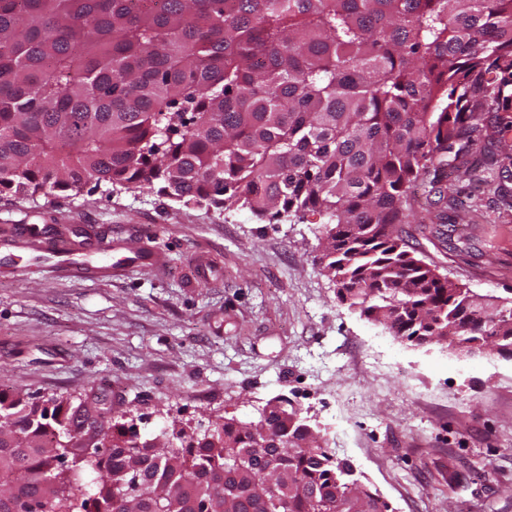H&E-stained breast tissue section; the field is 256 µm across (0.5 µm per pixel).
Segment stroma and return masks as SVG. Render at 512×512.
Listing matches in <instances>:
<instances>
[{
    "label": "stroma",
    "instance_id": "obj_1",
    "mask_svg": "<svg viewBox=\"0 0 512 512\" xmlns=\"http://www.w3.org/2000/svg\"><path fill=\"white\" fill-rule=\"evenodd\" d=\"M454 173L448 235L410 247L466 288L512 298V197ZM319 212L274 223L150 189L0 198V226L145 245L162 270L56 279L27 252L0 260V388L106 397L141 434L216 415L250 421L287 399L392 512H512V358L391 336L336 297Z\"/></svg>",
    "mask_w": 512,
    "mask_h": 512
}]
</instances>
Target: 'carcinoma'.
<instances>
[{
	"mask_svg": "<svg viewBox=\"0 0 512 512\" xmlns=\"http://www.w3.org/2000/svg\"><path fill=\"white\" fill-rule=\"evenodd\" d=\"M489 129L494 165L512 0H0V194L319 211L338 300L417 345L512 346V299L485 296L491 322L400 230ZM1 425L0 512H269V456L284 512H390L294 408L143 435L104 399L1 388Z\"/></svg>",
	"mask_w": 512,
	"mask_h": 512,
	"instance_id": "carcinoma-1",
	"label": "carcinoma"
}]
</instances>
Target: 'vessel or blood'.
<instances>
[{
  "label": "vessel or blood",
  "mask_w": 512,
  "mask_h": 512,
  "mask_svg": "<svg viewBox=\"0 0 512 512\" xmlns=\"http://www.w3.org/2000/svg\"><path fill=\"white\" fill-rule=\"evenodd\" d=\"M0 247L35 252L40 264L49 266L62 278H99L115 276L133 270L149 269L159 261L157 252L141 250L114 262H91L88 249L66 234L39 241L31 240L23 228H10L0 235Z\"/></svg>",
  "instance_id": "obj_1"
}]
</instances>
